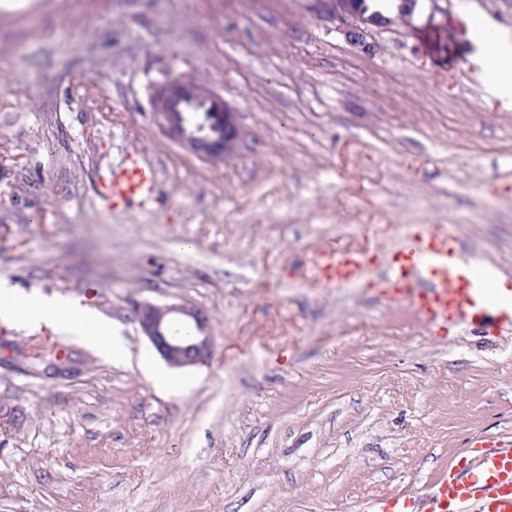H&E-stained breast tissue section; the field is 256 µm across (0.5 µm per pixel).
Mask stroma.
Masks as SVG:
<instances>
[{
    "label": "stroma",
    "instance_id": "stroma-1",
    "mask_svg": "<svg viewBox=\"0 0 512 512\" xmlns=\"http://www.w3.org/2000/svg\"><path fill=\"white\" fill-rule=\"evenodd\" d=\"M322 0H0V274L112 321L128 357L71 380L8 362L0 323V512H357L512 437V325L426 328L382 301L412 226L451 224L512 287V96L491 97L475 19L512 0H420L350 42ZM206 81L246 136L221 163L153 123L150 88ZM160 201L108 209L129 153ZM340 237L370 265L318 280ZM211 317L208 365L140 366L131 302Z\"/></svg>",
    "mask_w": 512,
    "mask_h": 512
}]
</instances>
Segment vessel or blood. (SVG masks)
<instances>
[{
  "label": "vessel or blood",
  "mask_w": 512,
  "mask_h": 512,
  "mask_svg": "<svg viewBox=\"0 0 512 512\" xmlns=\"http://www.w3.org/2000/svg\"><path fill=\"white\" fill-rule=\"evenodd\" d=\"M156 184L155 167L139 154H129L104 183L110 209L134 201L149 203ZM366 268L364 255L339 241L326 242L318 251L317 270L326 285L348 286ZM491 280L480 260L467 258L453 227L433 224L406 235L392 251L382 276V295L410 307L432 329L462 321L512 322V309L490 297ZM474 446L476 458L459 461L436 484L366 498L359 512H512V441L480 439Z\"/></svg>",
  "instance_id": "vessel-or-blood-1"
}]
</instances>
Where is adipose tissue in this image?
Returning a JSON list of instances; mask_svg holds the SVG:
<instances>
[{
	"mask_svg": "<svg viewBox=\"0 0 512 512\" xmlns=\"http://www.w3.org/2000/svg\"><path fill=\"white\" fill-rule=\"evenodd\" d=\"M483 50V67L494 69L498 80L496 94H512V37L478 22L473 34ZM0 322L23 329L44 325L58 328L75 339L93 346L102 357L124 359L127 348L114 325L88 306L62 294L25 293L0 277Z\"/></svg>",
	"mask_w": 512,
	"mask_h": 512,
	"instance_id": "ef3b65f1",
	"label": "adipose tissue"
}]
</instances>
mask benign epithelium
<instances>
[{"instance_id":"1","label":"benign epithelium","mask_w":512,"mask_h":512,"mask_svg":"<svg viewBox=\"0 0 512 512\" xmlns=\"http://www.w3.org/2000/svg\"><path fill=\"white\" fill-rule=\"evenodd\" d=\"M350 38L361 41L365 27L382 20L356 7V0H336ZM154 122L165 136L185 151L206 161L233 154L242 133L237 113L224 97L187 77H169L155 85L151 96ZM130 317L163 360L174 368L204 366L212 360L214 336L209 314L187 303L135 302ZM79 372L76 363L50 367L45 376L62 380Z\"/></svg>"}]
</instances>
